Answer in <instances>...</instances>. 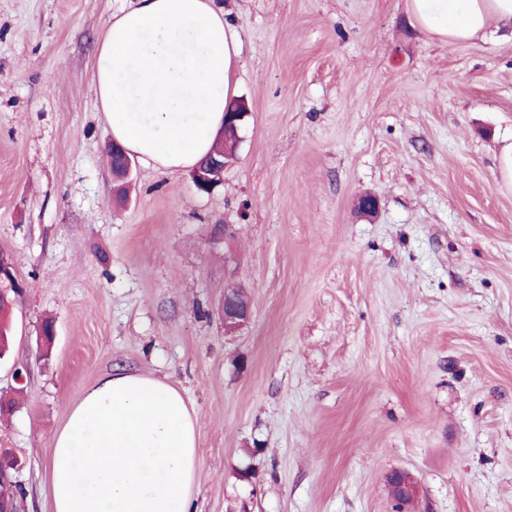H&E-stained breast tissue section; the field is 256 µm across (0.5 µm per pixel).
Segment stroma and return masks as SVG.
Here are the masks:
<instances>
[{"label": "stroma", "mask_w": 512, "mask_h": 512, "mask_svg": "<svg viewBox=\"0 0 512 512\" xmlns=\"http://www.w3.org/2000/svg\"><path fill=\"white\" fill-rule=\"evenodd\" d=\"M133 3L0 0L20 512H51L52 439L115 371L195 415L192 512H394L395 470L417 512H512V34L448 45L407 0H216L237 156L208 194L137 162L120 204L93 61ZM231 286L253 316L228 336ZM387 484L392 496L398 500L408 501V506L414 501L417 493L416 483L402 472H392L387 477Z\"/></svg>", "instance_id": "35a3bbf8"}]
</instances>
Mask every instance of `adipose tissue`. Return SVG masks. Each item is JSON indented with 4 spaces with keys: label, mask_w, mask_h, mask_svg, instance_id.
Listing matches in <instances>:
<instances>
[{
    "label": "adipose tissue",
    "mask_w": 512,
    "mask_h": 512,
    "mask_svg": "<svg viewBox=\"0 0 512 512\" xmlns=\"http://www.w3.org/2000/svg\"><path fill=\"white\" fill-rule=\"evenodd\" d=\"M409 8L449 44L512 23V0H409ZM239 52L214 0H136L113 15L95 56V92L113 139L153 167H194L224 124ZM197 439L177 388L112 373L53 439L52 512H189Z\"/></svg>",
    "instance_id": "ef3b65f1"
}]
</instances>
